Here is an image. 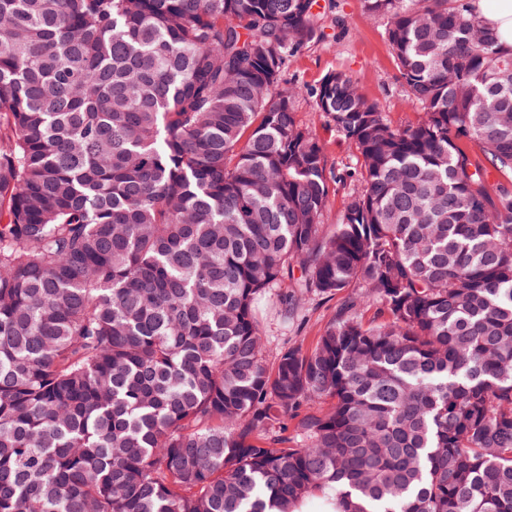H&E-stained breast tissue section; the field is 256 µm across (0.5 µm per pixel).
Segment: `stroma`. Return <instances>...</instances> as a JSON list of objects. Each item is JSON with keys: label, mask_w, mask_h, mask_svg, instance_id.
I'll return each instance as SVG.
<instances>
[{"label": "stroma", "mask_w": 512, "mask_h": 512, "mask_svg": "<svg viewBox=\"0 0 512 512\" xmlns=\"http://www.w3.org/2000/svg\"><path fill=\"white\" fill-rule=\"evenodd\" d=\"M333 3L327 17L332 38L303 49L290 67L291 75L312 86L327 72H346L366 96L380 104L389 122L405 125L417 121L421 111L410 102L398 81L383 21L365 13L361 0H333ZM295 111L300 124L311 130L322 145L327 169L335 176L330 183L331 192L324 214V223L330 228L336 224L343 202L354 188L352 182L341 178L353 150L337 136L326 117L316 112L311 98H298ZM340 303V296L311 293L303 297L299 316L294 322L286 324L277 315L268 316L262 331L269 350H276L286 342L310 347L315 336L335 316Z\"/></svg>", "instance_id": "35a3bbf8"}]
</instances>
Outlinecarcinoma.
<instances>
[{
    "label": "carcinoma",
    "instance_id": "cac0c4a2",
    "mask_svg": "<svg viewBox=\"0 0 512 512\" xmlns=\"http://www.w3.org/2000/svg\"><path fill=\"white\" fill-rule=\"evenodd\" d=\"M362 5L415 123L287 78L318 0H0V512H512V49ZM274 288L353 292L270 360ZM295 111L300 124L311 130L323 146L327 170L331 171L333 176H338L330 183L331 192L323 219L325 228L328 230L337 223L347 195L353 188L360 186L359 182L343 181V179L339 181L341 176L339 174H342L347 163L351 162L353 150L347 142L337 136L327 118L315 111L311 98L308 96L298 98Z\"/></svg>",
    "mask_w": 512,
    "mask_h": 512
}]
</instances>
